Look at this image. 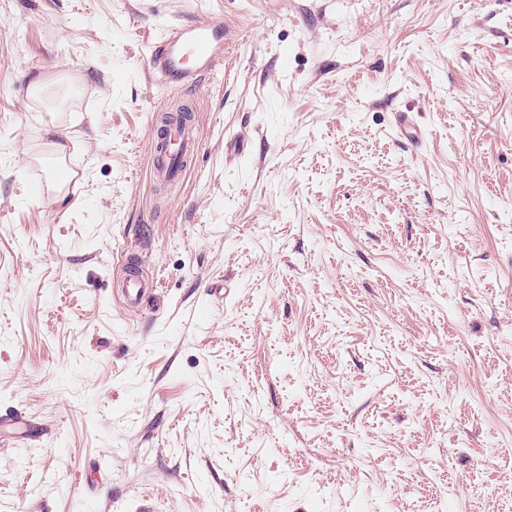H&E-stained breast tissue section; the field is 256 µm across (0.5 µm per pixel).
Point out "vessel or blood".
Instances as JSON below:
<instances>
[{
    "instance_id": "vessel-or-blood-1",
    "label": "vessel or blood",
    "mask_w": 512,
    "mask_h": 512,
    "mask_svg": "<svg viewBox=\"0 0 512 512\" xmlns=\"http://www.w3.org/2000/svg\"><path fill=\"white\" fill-rule=\"evenodd\" d=\"M229 27L220 20H185L155 39L147 54V69L156 82L169 92L178 93L197 86L224 62ZM150 166L162 183H179L196 152V136L191 123L172 127L159 120L150 137ZM122 292L128 308H137L147 290L137 274L126 276Z\"/></svg>"
}]
</instances>
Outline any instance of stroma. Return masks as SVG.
<instances>
[{
	"mask_svg": "<svg viewBox=\"0 0 512 512\" xmlns=\"http://www.w3.org/2000/svg\"><path fill=\"white\" fill-rule=\"evenodd\" d=\"M6 413L0 512H512V0H0ZM229 26L220 20H184L155 39L147 54V70L171 93L196 87L224 63ZM180 113L165 114L152 129L149 140L151 145L150 166L154 178L166 184H178L184 177L188 165L196 152V136L190 120L179 122ZM165 116L171 119L166 122ZM178 117V145L173 151L169 147L172 136V119ZM149 288H145L143 282L135 272H130L123 281L122 292L124 303L130 309H138L139 303L147 294Z\"/></svg>",
	"mask_w": 512,
	"mask_h": 512,
	"instance_id": "35a3bbf8",
	"label": "stroma"
}]
</instances>
